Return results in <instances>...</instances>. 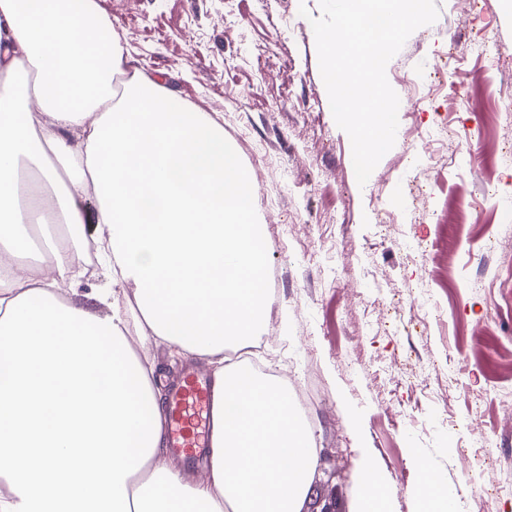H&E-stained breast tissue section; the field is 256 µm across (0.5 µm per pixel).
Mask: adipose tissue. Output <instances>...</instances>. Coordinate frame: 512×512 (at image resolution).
Wrapping results in <instances>:
<instances>
[{
    "instance_id": "obj_1",
    "label": "adipose tissue",
    "mask_w": 512,
    "mask_h": 512,
    "mask_svg": "<svg viewBox=\"0 0 512 512\" xmlns=\"http://www.w3.org/2000/svg\"><path fill=\"white\" fill-rule=\"evenodd\" d=\"M93 0H0V512H302L319 459L287 387L234 363L264 323L253 193L224 130L132 70ZM100 280L97 310L77 285ZM130 283L132 297L117 286ZM205 361L184 476L145 349Z\"/></svg>"
}]
</instances>
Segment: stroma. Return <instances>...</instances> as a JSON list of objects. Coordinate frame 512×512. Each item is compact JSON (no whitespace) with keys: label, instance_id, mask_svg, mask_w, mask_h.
Returning <instances> with one entry per match:
<instances>
[{"label":"stroma","instance_id":"stroma-1","mask_svg":"<svg viewBox=\"0 0 512 512\" xmlns=\"http://www.w3.org/2000/svg\"><path fill=\"white\" fill-rule=\"evenodd\" d=\"M386 67L394 147L358 185L307 6L319 0H94L125 57L216 120L255 188L268 312L250 356L287 384L320 450L303 512H426L431 472L460 512H512V0H435ZM484 32L499 57L469 52ZM480 204L461 211L460 193ZM380 477L377 470L367 464L363 471L362 488L365 512L385 511L383 498L378 496Z\"/></svg>","mask_w":512,"mask_h":512}]
</instances>
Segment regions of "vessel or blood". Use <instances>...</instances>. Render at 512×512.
I'll return each mask as SVG.
<instances>
[{
  "label": "vessel or blood",
  "mask_w": 512,
  "mask_h": 512,
  "mask_svg": "<svg viewBox=\"0 0 512 512\" xmlns=\"http://www.w3.org/2000/svg\"><path fill=\"white\" fill-rule=\"evenodd\" d=\"M167 446L174 457L187 467L195 468L205 461L211 446L213 385L196 370H188L180 382L168 390Z\"/></svg>",
  "instance_id": "b4317fda"
}]
</instances>
